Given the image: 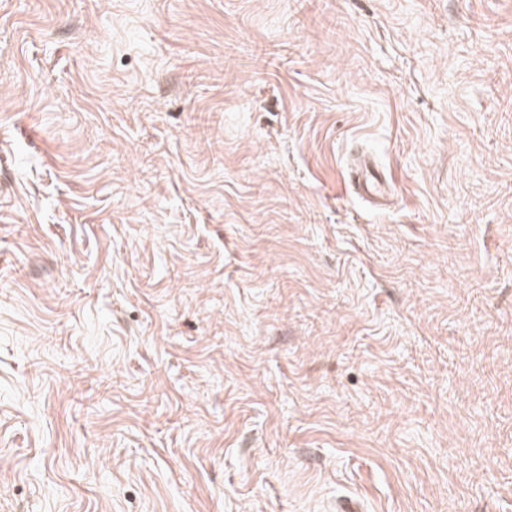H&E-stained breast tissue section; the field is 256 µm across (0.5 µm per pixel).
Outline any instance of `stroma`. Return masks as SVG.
I'll use <instances>...</instances> for the list:
<instances>
[{
  "mask_svg": "<svg viewBox=\"0 0 512 512\" xmlns=\"http://www.w3.org/2000/svg\"><path fill=\"white\" fill-rule=\"evenodd\" d=\"M0 512H512V0H0Z\"/></svg>",
  "mask_w": 512,
  "mask_h": 512,
  "instance_id": "35a3bbf8",
  "label": "stroma"
}]
</instances>
